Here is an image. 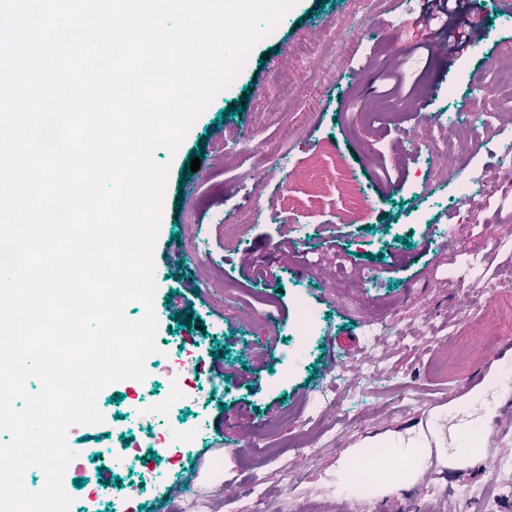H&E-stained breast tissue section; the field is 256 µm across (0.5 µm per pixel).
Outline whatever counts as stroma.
<instances>
[{"mask_svg": "<svg viewBox=\"0 0 512 512\" xmlns=\"http://www.w3.org/2000/svg\"><path fill=\"white\" fill-rule=\"evenodd\" d=\"M426 6L414 0L409 17L400 0H380L363 18L353 0H296L177 152L156 150L169 166L153 252L159 356L144 381L100 392L102 423L69 429V512H439L446 501L512 512V427L502 424L512 384L489 368L497 353L512 364V187L465 224L455 180L505 178L512 103L494 95L493 68L512 67V13L500 0H460L487 36L444 59L420 47ZM335 23L345 43L333 70L294 72L292 49ZM397 55L406 66L394 68ZM394 69L407 87L426 74L425 93L399 97L396 123L364 124ZM476 99L500 120L479 125L471 150L431 155L428 141L454 139L452 122ZM286 133L298 181L273 164ZM195 158L199 170L181 178ZM257 206L265 218L239 223ZM446 232L454 248L442 246ZM300 302L319 316L302 345L291 336ZM188 310L191 328L178 327ZM382 319L394 329L377 346L334 363L338 337L365 340ZM475 336L490 342L470 350ZM173 359L193 370L173 407L150 411ZM338 372L373 378L339 413L321 398ZM242 425L252 429L243 438ZM489 431L499 457L479 468L459 448L465 433ZM306 436L317 454L301 449ZM413 437L428 448L408 480L358 503L342 491L353 449ZM108 446L115 458L101 461ZM105 476L124 494L108 495Z\"/></svg>", "mask_w": 512, "mask_h": 512, "instance_id": "35a3bbf8", "label": "stroma"}]
</instances>
